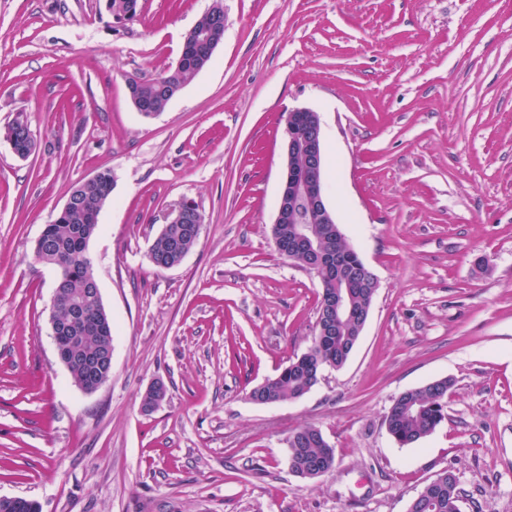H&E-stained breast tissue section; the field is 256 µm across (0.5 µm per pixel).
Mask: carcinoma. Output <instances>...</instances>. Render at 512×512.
Masks as SVG:
<instances>
[{"label":"carcinoma","mask_w":512,"mask_h":512,"mask_svg":"<svg viewBox=\"0 0 512 512\" xmlns=\"http://www.w3.org/2000/svg\"><path fill=\"white\" fill-rule=\"evenodd\" d=\"M106 10L114 21L125 23L137 17L139 0H106ZM223 37L224 10L215 6L200 18L187 36V41L193 45V53L183 68H169L149 82L130 80L129 94L131 100L140 105L141 115L150 118L162 112L189 78L209 65L214 46ZM11 127L17 149L24 157H29L35 151L36 143L28 124L17 119ZM113 185L114 177L108 169L99 172L98 181L78 184L71 191L76 200L74 209L45 225L41 234L45 259L55 262L64 271L63 280L59 282L60 291L74 294L90 313L103 305L94 291L96 277L93 266L85 259L84 247L88 246L87 239L97 231L100 210L109 199ZM182 207V221L164 225L150 247L149 258L156 267L179 263L197 242L203 224L202 214L190 201L183 202ZM296 212L299 223L309 225L317 236L322 252L340 263L341 274L351 286L355 309L359 312L371 309L375 293L365 284L371 270L357 251L349 249L345 243L336 246V232L306 209L298 207ZM334 291L336 282L321 281L311 346L289 361L278 376L254 387L251 390L253 398L269 403L296 400L318 383L323 368L338 370L347 363L359 340L362 322L356 317L338 316L329 310L326 294ZM70 335L79 338L82 354L93 358L112 338V322L106 318L90 331L75 321L70 324ZM452 386V380L442 378L402 393L385 416L388 433L402 446L416 444L433 433L446 418L448 391ZM288 465L297 476L311 479L319 471L328 473L333 470L335 451L318 428L299 427L288 437ZM464 495L458 478L451 472L441 490L426 484L411 503L409 512H460L459 499Z\"/></svg>","instance_id":"carcinoma-1"}]
</instances>
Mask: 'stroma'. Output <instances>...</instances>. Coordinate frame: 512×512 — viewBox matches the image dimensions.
I'll return each instance as SVG.
<instances>
[{
  "label": "stroma",
  "mask_w": 512,
  "mask_h": 512,
  "mask_svg": "<svg viewBox=\"0 0 512 512\" xmlns=\"http://www.w3.org/2000/svg\"><path fill=\"white\" fill-rule=\"evenodd\" d=\"M213 0H0V495L41 512H408L451 470L461 512H512V0H222L211 63L157 116L127 82L175 67ZM318 112L325 201L379 281L348 362L301 398L250 390L311 342L321 291L272 227L285 115ZM27 121L37 150L3 134ZM115 175L90 240L112 372L58 360L57 273L35 245L70 190ZM182 263L149 248L180 202ZM486 258L478 267V258ZM447 417L412 446L384 418L441 378ZM167 397L142 410L154 382ZM319 428L334 469L295 476ZM139 0H106V10L112 19L125 23L135 19L140 12ZM182 207L185 210L181 221ZM167 223L149 250L150 261L157 268H161L159 264H180L197 242L204 221L197 206L193 202L185 201L182 206L179 204L172 209ZM288 465L301 478H316L313 474H325L335 467V451L314 426L295 429L288 437ZM289 467V468H290Z\"/></svg>",
  "instance_id": "1"
}]
</instances>
